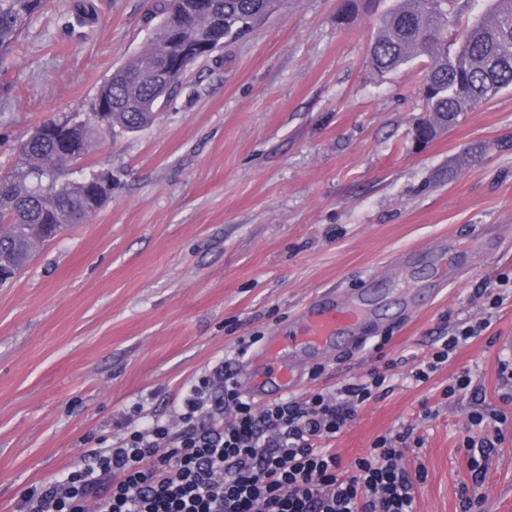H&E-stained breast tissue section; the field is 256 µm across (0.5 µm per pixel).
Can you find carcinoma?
<instances>
[{
  "instance_id": "1",
  "label": "carcinoma",
  "mask_w": 512,
  "mask_h": 512,
  "mask_svg": "<svg viewBox=\"0 0 512 512\" xmlns=\"http://www.w3.org/2000/svg\"><path fill=\"white\" fill-rule=\"evenodd\" d=\"M284 0H206L207 24L224 40L249 32L267 12ZM477 0H391L378 18L369 44L368 62L379 75L414 59L427 60L424 108L433 122L429 139L450 128L477 105L512 88V0H488V5L463 28L459 18ZM47 0H0V57L16 46L28 21ZM198 0H164L160 13L176 11L185 20L179 45L197 41L203 31L196 20ZM77 25L95 19L89 0L74 7ZM175 47L161 35L131 58L100 88L97 98L107 101L112 131H132L153 121L154 101L162 88L151 82L155 68L167 62ZM73 128L79 138L92 136L93 113L67 112L50 120ZM59 142L53 137H29L19 146V161L0 177V284L14 279L35 251L54 239L67 224L87 220L88 178L71 180L63 168Z\"/></svg>"
}]
</instances>
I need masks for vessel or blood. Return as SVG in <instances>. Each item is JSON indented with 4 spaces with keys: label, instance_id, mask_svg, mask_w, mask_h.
<instances>
[{
    "label": "vessel or blood",
    "instance_id": "b4317fda",
    "mask_svg": "<svg viewBox=\"0 0 512 512\" xmlns=\"http://www.w3.org/2000/svg\"><path fill=\"white\" fill-rule=\"evenodd\" d=\"M368 311L348 296L323 295L309 302L297 323L269 337L250 357L252 371L242 386L253 398L269 401L295 388L305 364L332 354L342 343L361 345Z\"/></svg>",
    "mask_w": 512,
    "mask_h": 512
}]
</instances>
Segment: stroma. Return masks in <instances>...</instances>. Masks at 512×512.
<instances>
[{
    "label": "stroma",
    "instance_id": "obj_1",
    "mask_svg": "<svg viewBox=\"0 0 512 512\" xmlns=\"http://www.w3.org/2000/svg\"><path fill=\"white\" fill-rule=\"evenodd\" d=\"M74 2L48 0L0 60V175L34 126L89 111L161 21V0H94L96 21L71 32ZM341 5L286 0L195 63L152 124L95 140L78 162L111 174V197L0 286V512L67 472L89 439L121 434L135 403L165 415L208 367L240 371L239 337L269 336L324 291L375 281L378 336L319 360L295 393L392 367L391 391L336 451L348 466L376 436L414 425L418 512H460L468 414L512 417L498 350L512 336V289L448 367L419 387L405 375L436 336L479 315V289L512 276V89L415 142L423 63L374 74L376 17L338 24ZM467 368L477 389L442 399ZM505 435L480 482L483 512H512V420Z\"/></svg>",
    "mask_w": 512,
    "mask_h": 512
}]
</instances>
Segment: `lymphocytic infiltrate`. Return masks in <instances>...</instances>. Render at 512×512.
Listing matches in <instances>:
<instances>
[{
	"label": "lymphocytic infiltrate",
	"instance_id": "obj_1",
	"mask_svg": "<svg viewBox=\"0 0 512 512\" xmlns=\"http://www.w3.org/2000/svg\"><path fill=\"white\" fill-rule=\"evenodd\" d=\"M478 296L485 317L437 337L426 361L410 369L413 384L427 383L490 328L489 312L503 299L487 290ZM387 379L374 370L303 399L260 406L229 367L216 365L189 382L174 419L135 404L137 419L123 437L32 487L19 512H417L405 457L424 441L412 426L377 436L347 467L331 447L358 410L382 395ZM507 420L501 410L470 412L463 446L472 478L487 470Z\"/></svg>",
	"mask_w": 512,
	"mask_h": 512
}]
</instances>
